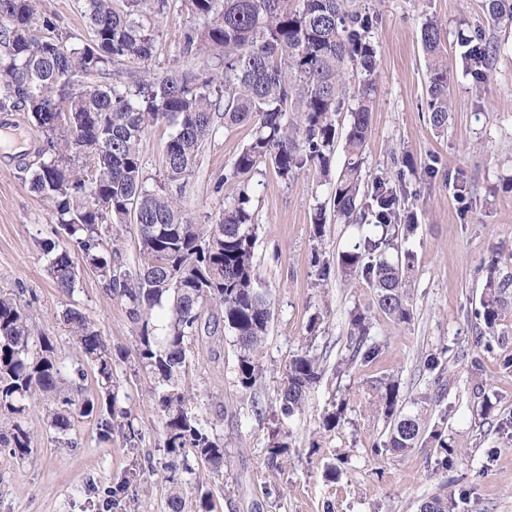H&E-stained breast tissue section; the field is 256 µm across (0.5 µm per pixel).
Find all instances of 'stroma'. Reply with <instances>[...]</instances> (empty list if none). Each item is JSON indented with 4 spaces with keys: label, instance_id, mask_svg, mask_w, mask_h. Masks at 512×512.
<instances>
[{
    "label": "stroma",
    "instance_id": "1",
    "mask_svg": "<svg viewBox=\"0 0 512 512\" xmlns=\"http://www.w3.org/2000/svg\"><path fill=\"white\" fill-rule=\"evenodd\" d=\"M352 4L377 16L369 32L379 66L364 182H388L416 218L402 243L412 255L411 321L396 323L365 281L349 282L340 272L338 255L358 240L357 226L328 224L315 235L313 208L329 201L328 184L310 174L287 180L269 165L231 178L253 127L228 125L216 115L184 189L183 208L194 223L207 224L248 187L255 286L268 294L272 319L253 389L237 382L232 341L192 354L181 386L201 423L223 435L224 467L215 473L198 461L194 474L165 481L148 466L163 455V417L154 400V377L136 354V332L123 304L105 294L85 262L77 264L73 294L56 288L41 248L56 236V213L48 199L31 191L24 168L42 140L26 114L0 112V134L26 143L20 152L0 145V292L21 294L31 336L53 338L68 362L75 352L62 313L79 309L112 351L118 406L140 432L133 443L118 430L103 443L93 420L85 418L72 431L75 444L69 447L46 429L44 405L30 407L23 421L34 436L32 455L19 460L0 452V512H168L173 494L180 496L183 512H202L206 492L212 512H419L437 494L447 496L448 512H512V369L502 368L500 350L477 346L473 317L488 260L512 269V24L490 25L484 0ZM37 14L51 17L70 42L91 37L78 0H37ZM429 16L440 22L448 52L453 110L442 132L428 120L420 29ZM202 26L183 0H172L156 24L151 72L202 68L200 59L182 52L185 33ZM485 42L494 53L480 79L464 70L461 55ZM173 132L163 122L143 136L147 186L163 176V147ZM324 266L331 274L323 282ZM354 310L366 317L376 349L367 359L352 354ZM305 351L318 358L322 378L309 390L302 412L287 418L277 395L291 359ZM475 357L482 360L477 371L471 366ZM439 370L446 390L438 400L433 377ZM386 377L399 386L402 412L420 415L426 429L445 432L449 456L428 442L403 454L373 452L392 426L378 404L379 383ZM478 382L479 396L473 393ZM333 412L340 421L324 431L322 422ZM277 444L285 450L273 461L269 451ZM127 476L132 484L112 501L109 490Z\"/></svg>",
    "mask_w": 512,
    "mask_h": 512
}]
</instances>
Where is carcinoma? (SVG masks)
<instances>
[{
    "label": "carcinoma",
    "mask_w": 512,
    "mask_h": 512,
    "mask_svg": "<svg viewBox=\"0 0 512 512\" xmlns=\"http://www.w3.org/2000/svg\"><path fill=\"white\" fill-rule=\"evenodd\" d=\"M205 20L185 34L183 50L206 57L199 70L171 69L154 78L144 70L154 53L156 27L144 22L164 15L170 0H82L92 36L75 45L38 20L36 0H0V112H25L42 136L30 179L35 193L51 200L60 229L139 329L142 366L157 380L154 399L163 412L160 468L167 481L193 472L188 455L218 471L224 466V436L200 424L180 379L195 345L233 337L237 380L244 390L260 376L258 353L271 320L268 295L255 288L253 214L248 188L210 224H194L182 206L183 188L198 166L212 134L217 109L227 124H250L252 141L235 159L231 176L272 165L285 179L302 172L329 177L339 131L336 113L348 99L349 67L360 69L357 106L344 138L346 160L331 190L336 221L374 226L391 236L365 235L339 254L347 277H363L379 308L399 323L411 320L404 262L388 259L398 234L414 229V214L401 210L392 188L373 184L362 191L363 154L372 134L376 93V50L369 40L375 17L349 0H183ZM487 20L512 23V0H486ZM428 59L427 107L431 125L448 127L452 102L448 58L441 29L428 19L421 28ZM489 49L468 50L465 67L484 73ZM170 122L164 146L163 179L146 186L140 151L148 126ZM132 215L138 226L140 264L124 269L104 256L112 225ZM49 271L65 293L78 270L71 248L42 242ZM485 291L475 309L479 336L506 346L512 314V272L487 265ZM170 303L165 334L150 326L151 311ZM76 360L67 367L47 336L32 346L28 315L20 298L0 292V447L19 460L33 453V436L22 424L27 402H44L46 425L63 436L80 418L96 421L99 440H112L117 393L112 355L86 316L68 308ZM355 352L366 344L365 318H350ZM96 369L99 391L86 395L87 367ZM319 360L307 352L289 364L278 394L279 409L291 417L302 409L321 379ZM393 382L382 386L380 403L394 419L388 440L374 451L405 453L421 440L420 418L398 410ZM121 428L129 442L139 432L126 413Z\"/></svg>",
    "instance_id": "cac0c4a2"
}]
</instances>
